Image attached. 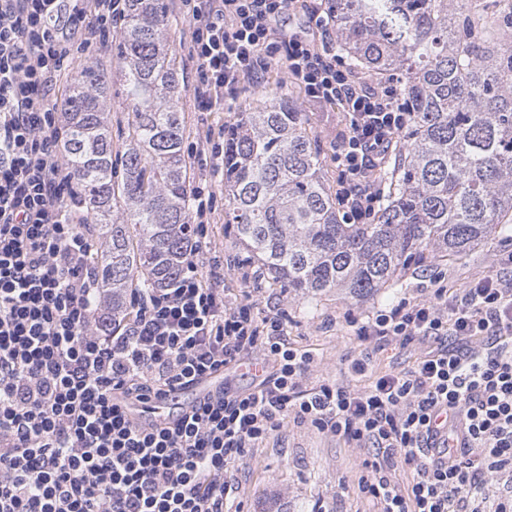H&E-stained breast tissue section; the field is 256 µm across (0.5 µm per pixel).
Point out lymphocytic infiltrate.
<instances>
[{
	"label": "lymphocytic infiltrate",
	"instance_id": "obj_1",
	"mask_svg": "<svg viewBox=\"0 0 512 512\" xmlns=\"http://www.w3.org/2000/svg\"><path fill=\"white\" fill-rule=\"evenodd\" d=\"M174 2L198 110L223 109L225 94L280 66L307 101L343 112L336 200L345 223H371L378 174L413 114L396 86H373L337 55L326 7ZM125 3L0 0V512H242L236 466L289 420L370 448L358 487L375 512H512V250L459 294L441 284L356 323L363 342L432 340L414 368L361 390L307 387L313 360L289 346L287 311L227 299L206 241L215 194L197 185L176 281L132 289L125 318L102 326L52 92L77 48L107 47ZM298 12L300 28L286 29ZM256 355L254 387L164 425L127 411Z\"/></svg>",
	"mask_w": 512,
	"mask_h": 512
}]
</instances>
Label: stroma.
I'll use <instances>...</instances> for the list:
<instances>
[{
  "label": "stroma",
  "mask_w": 512,
  "mask_h": 512,
  "mask_svg": "<svg viewBox=\"0 0 512 512\" xmlns=\"http://www.w3.org/2000/svg\"><path fill=\"white\" fill-rule=\"evenodd\" d=\"M168 36L177 54L182 88L180 105L185 114L184 144L192 146L205 138H218L239 123L243 113L257 112L269 103L286 97L299 106L308 131L314 137L324 161V178L335 186L336 165L332 146L344 130L342 115L329 106L306 103L303 93L292 85L284 71L268 68L261 80L246 81L228 95L223 111H198L194 98V72L187 61L186 29L172 24ZM98 62L111 74L108 119L112 126V145L121 149L131 113L125 99L124 79L112 62L111 51L89 49L79 52L75 66ZM190 181L208 180L217 196L216 210L208 226L210 248L224 263V292L228 299L257 302L260 310L288 312L287 334L292 348L310 353L314 363L305 385L337 381L353 389L368 386L378 376L416 366L430 343L416 340L409 344L397 340L359 342L351 319L366 320L380 309L401 298L411 300L430 296L435 274H442L449 292L476 277L499 269L501 252L512 240L493 235L458 259H429L409 271L394 285L365 299L327 291L316 297L290 293L286 286L261 274L257 262L235 238L232 225L224 220L223 176L212 175L205 161L191 159ZM365 360L364 374L350 368L351 357ZM368 449L353 448L337 438L319 433L307 424L287 422L273 432L238 465V498L243 512H266L270 503L281 504L285 512H374L373 504L360 493V464Z\"/></svg>",
  "instance_id": "obj_1"
}]
</instances>
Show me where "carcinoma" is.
Returning <instances> with one entry per match:
<instances>
[{"label":"carcinoma","instance_id":"carcinoma-1","mask_svg":"<svg viewBox=\"0 0 512 512\" xmlns=\"http://www.w3.org/2000/svg\"><path fill=\"white\" fill-rule=\"evenodd\" d=\"M327 0L336 47L353 68L396 78L414 112L407 145L380 176L370 224H347L325 183L303 113L274 101L229 129L224 217L265 272L316 296L365 298L426 257L460 256L512 233V8L483 0ZM165 0H128L112 59L132 120L116 166L106 117L110 76L82 69L59 104L60 150L93 227L97 287L112 322L131 288L180 274L189 240V162Z\"/></svg>","mask_w":512,"mask_h":512}]
</instances>
